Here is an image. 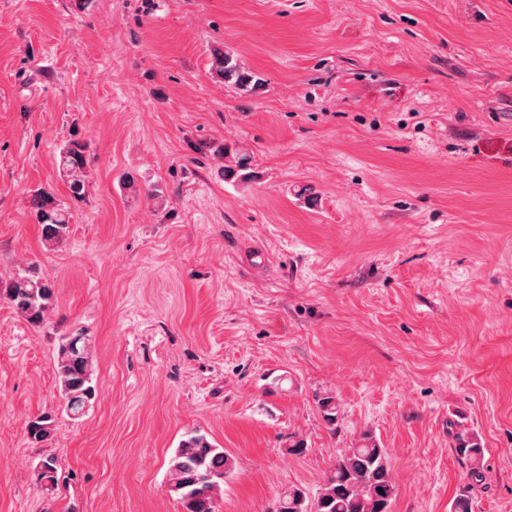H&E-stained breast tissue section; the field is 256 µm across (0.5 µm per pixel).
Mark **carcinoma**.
<instances>
[{"label": "carcinoma", "instance_id": "1", "mask_svg": "<svg viewBox=\"0 0 512 512\" xmlns=\"http://www.w3.org/2000/svg\"><path fill=\"white\" fill-rule=\"evenodd\" d=\"M212 70L225 82L238 89L253 92L260 86L256 76L241 67L233 55L216 53L211 62ZM59 166L68 178L70 197L83 195L89 161L85 145L73 140L60 153ZM41 236L46 246L62 242L69 233L71 214L53 195L35 191L31 198ZM4 295L16 312L33 326H40L56 302V288L49 280L39 276L31 267L13 277L4 289ZM64 410L74 419L84 415L86 406L97 398L93 384L94 352L89 337L72 334L59 339L54 361ZM51 423L39 417L27 425L30 443L38 445L48 440ZM457 455L477 465L483 448L474 437L457 436ZM232 469L224 449L212 444L207 436L192 433L181 440L169 460V492L175 494L182 505V512H216V493ZM37 479L45 487L56 482L55 459H43ZM395 496V485L387 451L371 437H364L358 445L345 451L336 459L325 476L322 492L307 500L297 487H291L279 497L282 512H390L389 505Z\"/></svg>", "mask_w": 512, "mask_h": 512}]
</instances>
